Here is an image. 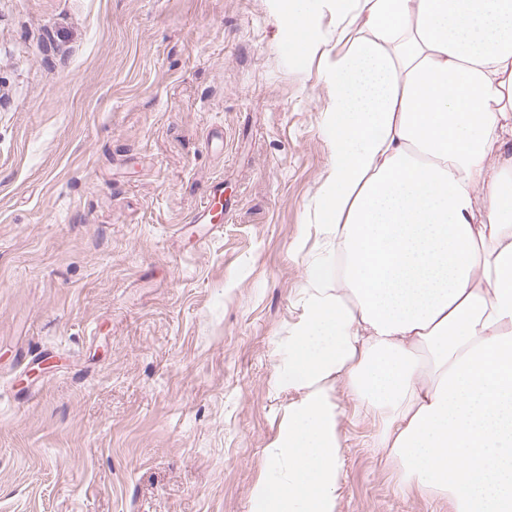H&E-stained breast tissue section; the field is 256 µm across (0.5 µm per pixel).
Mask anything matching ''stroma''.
<instances>
[{
    "mask_svg": "<svg viewBox=\"0 0 512 512\" xmlns=\"http://www.w3.org/2000/svg\"><path fill=\"white\" fill-rule=\"evenodd\" d=\"M328 99L265 0H0V512H249ZM217 181L222 228L183 234ZM343 406L335 512H452Z\"/></svg>",
    "mask_w": 512,
    "mask_h": 512,
    "instance_id": "stroma-1",
    "label": "stroma"
}]
</instances>
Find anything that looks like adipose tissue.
<instances>
[{"mask_svg": "<svg viewBox=\"0 0 512 512\" xmlns=\"http://www.w3.org/2000/svg\"><path fill=\"white\" fill-rule=\"evenodd\" d=\"M329 94L294 391L250 512H335L343 402L401 493L512 512V0H268Z\"/></svg>", "mask_w": 512, "mask_h": 512, "instance_id": "obj_1", "label": "adipose tissue"}]
</instances>
